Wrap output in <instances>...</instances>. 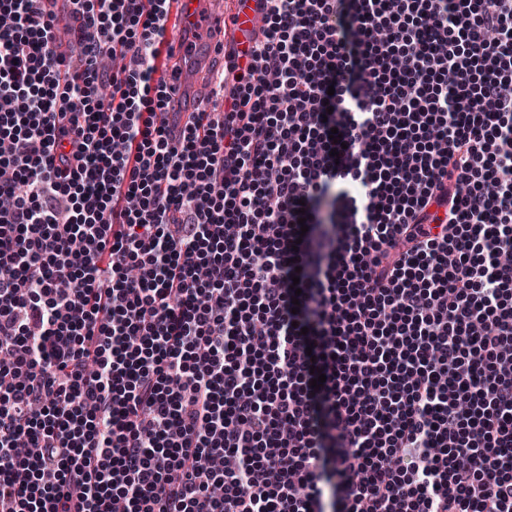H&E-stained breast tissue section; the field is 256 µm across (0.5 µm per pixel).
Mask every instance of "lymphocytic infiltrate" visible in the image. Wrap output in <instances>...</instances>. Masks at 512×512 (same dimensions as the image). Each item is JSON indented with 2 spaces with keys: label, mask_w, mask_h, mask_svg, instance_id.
<instances>
[{
  "label": "lymphocytic infiltrate",
  "mask_w": 512,
  "mask_h": 512,
  "mask_svg": "<svg viewBox=\"0 0 512 512\" xmlns=\"http://www.w3.org/2000/svg\"><path fill=\"white\" fill-rule=\"evenodd\" d=\"M69 2L0 0V512H512L506 0H262L179 128L175 0ZM209 104V94L206 87L190 88L185 83L178 84L173 96L168 113L162 115L171 125L178 122L183 125L186 121V114L202 110Z\"/></svg>",
  "instance_id": "1"
}]
</instances>
